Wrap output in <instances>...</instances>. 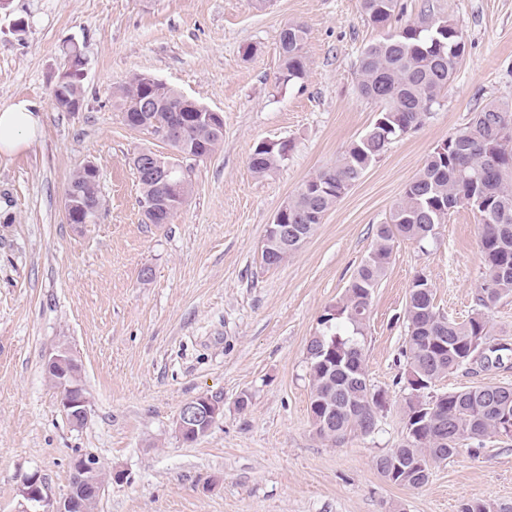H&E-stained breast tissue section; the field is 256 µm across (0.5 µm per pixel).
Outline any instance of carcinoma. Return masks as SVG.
I'll return each mask as SVG.
<instances>
[{
    "label": "carcinoma",
    "mask_w": 512,
    "mask_h": 512,
    "mask_svg": "<svg viewBox=\"0 0 512 512\" xmlns=\"http://www.w3.org/2000/svg\"><path fill=\"white\" fill-rule=\"evenodd\" d=\"M398 0H361L367 20L385 24ZM306 29L291 24L279 35L281 79L288 84L308 71L303 51ZM464 50V34L443 16L426 15L368 45L356 71L359 94L381 104L374 122L351 143L336 166L322 169L304 181L288 199V227L298 243L283 247L275 236L265 240L262 261L275 266L299 248L325 214L359 180L395 139L421 124L439 103ZM116 105L131 128L145 105L152 125L159 128L184 123L183 94L144 74H136L115 92ZM512 128V107L492 101L471 113L467 125L448 137L428 157L392 209L389 222L376 228L375 242L351 276L336 315L322 313L318 329L306 346L310 383V413L316 434L336 442L353 432H375L374 397L380 390L369 383L365 370V327L373 294L390 264L396 239L420 246L429 244L439 225L460 205L479 215V248L484 277L475 289L474 316L456 322L434 303L427 277L414 276L405 304L407 338L402 356L417 375L416 391L434 390L435 382L450 371L478 364L487 369L500 360L487 357L491 340L487 312L512 295V138L500 131ZM187 149L208 157L224 140V130L203 124L183 128ZM289 146L259 143L249 158L251 171L263 177L286 159ZM140 201L169 194L161 184L138 178ZM68 190L102 203L99 184L85 168L71 177ZM405 436L396 448L376 460L378 472L389 482L419 488L430 477L431 465L457 455L465 443L483 447L489 438L512 439V384H488L443 392L437 402L417 407L405 400ZM460 512H512V505L491 499L469 501Z\"/></svg>",
    "instance_id": "carcinoma-1"
}]
</instances>
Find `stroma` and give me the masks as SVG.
I'll return each instance as SVG.
<instances>
[{"mask_svg":"<svg viewBox=\"0 0 512 512\" xmlns=\"http://www.w3.org/2000/svg\"><path fill=\"white\" fill-rule=\"evenodd\" d=\"M400 14L369 24L361 0H11L0 14V106L24 98L42 115L22 151L0 156V512H20L22 481L39 473L48 507L71 489L72 461L96 457L123 481L98 512H459L489 498L512 504V440L432 466L428 483L388 482L375 461L401 443L408 391L401 316L415 275L462 321L482 278L479 221L456 208L426 247L399 239L365 329L366 373L388 404L368 436L320 439L310 418L306 345L370 252L376 227L433 149L491 100L512 102V0H398ZM465 34L447 91L422 124L394 140L287 260L266 266L268 224L304 180L335 165L374 121L360 96L359 56L421 14ZM24 31H16L17 22ZM303 24L309 68L279 83V34ZM87 59L79 111L52 100L63 50ZM253 55H246V48ZM152 76L224 119V142L189 160L190 193L169 224L146 223L131 158L166 142L129 128L115 88ZM265 140L289 144L274 172L249 156ZM94 164L97 223H67L64 198ZM68 347L82 365L87 423L71 424L44 375ZM512 382L499 368L450 372L441 392ZM224 396V415L194 443L175 431L181 407ZM247 407H239L240 396Z\"/></svg>","mask_w":512,"mask_h":512,"instance_id":"obj_1","label":"stroma"}]
</instances>
